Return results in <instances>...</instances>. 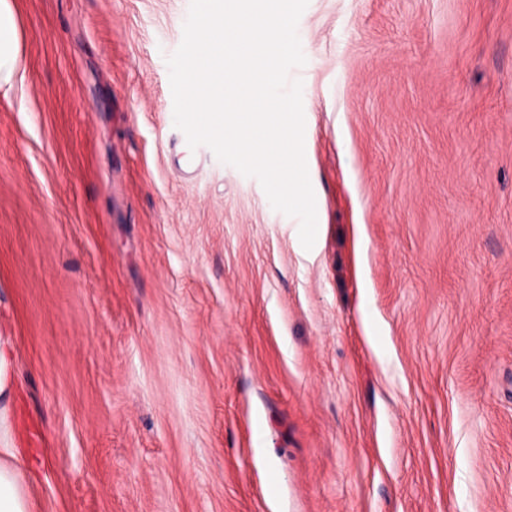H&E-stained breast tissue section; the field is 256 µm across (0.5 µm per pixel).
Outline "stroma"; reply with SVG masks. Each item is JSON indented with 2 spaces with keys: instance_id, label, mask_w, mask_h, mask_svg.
<instances>
[{
  "instance_id": "obj_1",
  "label": "stroma",
  "mask_w": 512,
  "mask_h": 512,
  "mask_svg": "<svg viewBox=\"0 0 512 512\" xmlns=\"http://www.w3.org/2000/svg\"><path fill=\"white\" fill-rule=\"evenodd\" d=\"M0 399L31 512H512V0H309L315 260L170 165L190 0H12Z\"/></svg>"
}]
</instances>
